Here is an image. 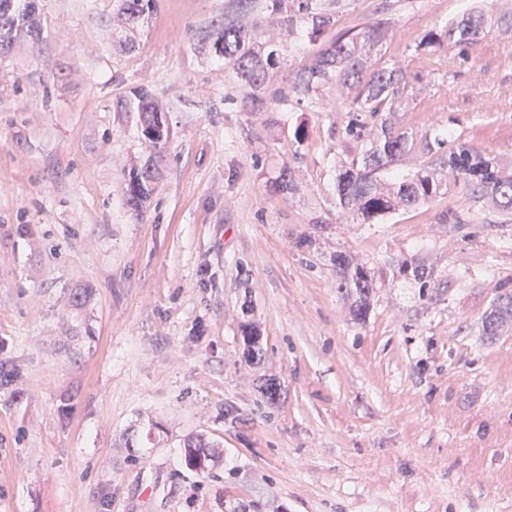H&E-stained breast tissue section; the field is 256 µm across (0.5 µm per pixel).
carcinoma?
Segmentation results:
<instances>
[{"instance_id": "obj_1", "label": "carcinoma", "mask_w": 512, "mask_h": 512, "mask_svg": "<svg viewBox=\"0 0 512 512\" xmlns=\"http://www.w3.org/2000/svg\"><path fill=\"white\" fill-rule=\"evenodd\" d=\"M158 0H117L112 24L128 34L138 31L155 15ZM265 17L293 31L304 25V35L311 41L319 39L333 23L331 11L324 0H232V9L224 13V21L210 34L215 55L224 58L249 89L251 104L264 108L263 96L273 70L283 57L279 34L270 32L257 22ZM496 25L512 31V12L496 18L476 12L429 32L418 45L420 49L439 47L445 43L471 48L481 40L484 29ZM391 19L378 18L359 29L336 35L314 55L290 81L289 91L298 100L313 104L322 100L327 89L341 93L338 104H349V111L366 112L378 129L354 118L345 128V138L364 139L366 149L336 179V194L352 221L369 223L399 208H413L433 199L442 186V177L449 174L471 192V198L502 211L512 210V169L477 148L461 143L447 151L445 141L428 137L416 144L399 131L391 115L399 111L410 86L408 73L396 66H372L369 59L387 39ZM43 25L37 13L36 0H0V51L17 40L37 44L42 39ZM138 112L141 133L153 149L144 163L129 176L126 203L139 210L151 196L156 179V154L170 138V129L163 119L153 91L139 85L130 91ZM429 157L426 166L412 174H403L389 182L382 173L408 159L415 151ZM339 288L354 296L353 317H366L373 279L364 265L343 254L336 255ZM512 323V290L503 289L485 318L484 334L500 335ZM244 354L253 359L262 352L258 330L246 324L242 328ZM186 462L204 469L217 453L203 435L187 441L183 448Z\"/></svg>"}]
</instances>
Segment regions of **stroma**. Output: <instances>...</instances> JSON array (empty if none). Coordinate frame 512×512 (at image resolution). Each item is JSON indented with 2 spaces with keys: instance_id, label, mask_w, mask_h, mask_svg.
Returning <instances> with one entry per match:
<instances>
[{
  "instance_id": "35a3bbf8",
  "label": "stroma",
  "mask_w": 512,
  "mask_h": 512,
  "mask_svg": "<svg viewBox=\"0 0 512 512\" xmlns=\"http://www.w3.org/2000/svg\"><path fill=\"white\" fill-rule=\"evenodd\" d=\"M39 4L40 43L0 55V512H512V329L483 332L512 289V214L448 176L425 205L348 223L350 112L331 92L254 110L210 50L229 0H158L131 46L116 0ZM510 10L342 0L326 34L389 17L377 64L420 77L398 127L512 164V32L418 48ZM139 84L171 138L136 212ZM340 253L374 280L365 319ZM193 435L223 458L189 466ZM496 25L506 31H512V12L502 13L496 18L488 17L483 12H476L463 17L460 20L448 23L440 29L429 32L418 45L420 49L435 48L444 45H454L463 48H471L481 40L484 29L487 26Z\"/></svg>"
}]
</instances>
